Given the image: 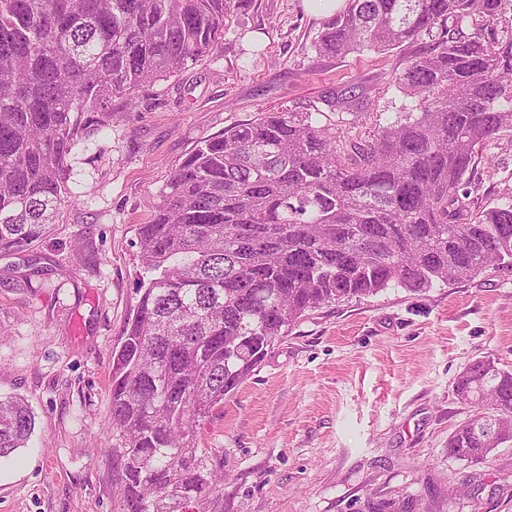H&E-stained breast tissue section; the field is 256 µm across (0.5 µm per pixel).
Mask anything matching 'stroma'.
<instances>
[{
    "label": "stroma",
    "mask_w": 512,
    "mask_h": 512,
    "mask_svg": "<svg viewBox=\"0 0 512 512\" xmlns=\"http://www.w3.org/2000/svg\"><path fill=\"white\" fill-rule=\"evenodd\" d=\"M322 19L306 0H236L222 42L196 64L113 101L108 133L84 132L67 159L80 202L19 255H0V394L24 396L35 429L0 458V512H113L112 351L135 312L138 225L172 171L224 128L269 111L312 112L347 143L408 108L403 52L316 55ZM355 91L362 119L330 110ZM478 160L474 205L512 201V133ZM512 367V269L454 285L330 303L306 313L238 391L197 427L224 475L206 512H512V442L482 462L448 455L473 414L455 394L469 364ZM476 480L477 501L448 486Z\"/></svg>",
    "instance_id": "obj_1"
}]
</instances>
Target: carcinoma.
<instances>
[{"label":"carcinoma","instance_id":"cac0c4a2","mask_svg":"<svg viewBox=\"0 0 512 512\" xmlns=\"http://www.w3.org/2000/svg\"><path fill=\"white\" fill-rule=\"evenodd\" d=\"M235 0H0V255L48 234L66 196L78 118L100 132L112 99L208 54ZM507 0H346L320 57L410 51V111L344 150L309 112H263L205 139L136 228L140 297L112 354L114 512H184L220 487L197 423L309 310L387 288L425 292L512 268V204L466 203L475 159L512 131ZM423 41L425 45L414 48ZM458 398L479 409L448 456L512 442V369L478 360ZM35 416L0 395V457Z\"/></svg>","mask_w":512,"mask_h":512}]
</instances>
